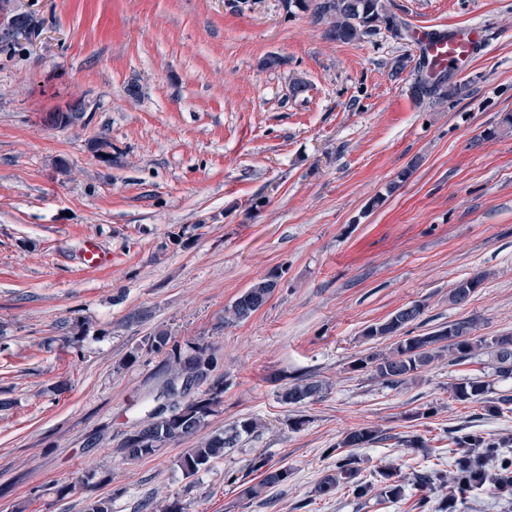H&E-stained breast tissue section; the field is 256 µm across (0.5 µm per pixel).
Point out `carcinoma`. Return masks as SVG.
<instances>
[{
    "label": "carcinoma",
    "mask_w": 512,
    "mask_h": 512,
    "mask_svg": "<svg viewBox=\"0 0 512 512\" xmlns=\"http://www.w3.org/2000/svg\"><path fill=\"white\" fill-rule=\"evenodd\" d=\"M287 9L297 8L312 12L314 21L327 24L325 35L336 42L351 43L366 37L387 31L392 37L405 39L412 37L408 23L398 15L388 11L385 0H285ZM35 24L31 14L19 21L16 33L9 39H0V49H13L28 40L24 29ZM424 62H419L416 78L410 86L411 95L419 100H444L461 93L464 85L452 80L449 70L436 75L424 72ZM484 281V275L476 274L469 279L459 281L449 294V301L460 305L469 300ZM278 285V276L270 274L255 282L239 295L231 305L224 309V321L242 322L249 319L268 300ZM423 313L419 304L402 307L386 321L366 328L364 336L368 339L395 336L407 325L417 320ZM454 336L448 331H438L409 336L396 342L389 355L383 358L366 356L358 360V367L371 369L374 376L390 386H399L424 368L443 350L454 362H465L478 353L490 356L493 375L501 379L512 378V334L501 336H474L472 326L467 321L453 323ZM150 348L165 353L166 367L171 372L170 381L174 382L193 370L205 375L213 357L205 350L197 348L191 354H183L164 333L150 338ZM322 384L316 380L298 378L286 386L280 393L282 402L289 405L302 404L319 395ZM491 392V382L483 378H471L454 386V396L460 401L486 404L487 412L499 414L503 406L512 404L511 395H502L494 401H487L486 394ZM223 389L211 386L199 397L181 405L178 401L170 404V410H152L150 421L141 429L128 435L124 449L131 459H140L153 455L170 443L180 442L199 433L205 427L207 416L213 406L221 400ZM256 428V422L243 420L232 428L215 433L205 439L196 448H191L180 460V467L191 476L212 460L224 456V451L236 445L243 433ZM383 440L380 431L362 427L348 431L338 443L340 448H359ZM450 445L458 449L451 457L453 474L442 470L421 468L415 471L416 480L426 486L435 481L444 484L451 482L457 492L491 488L499 493L512 490V438H487L475 432L454 430L448 435ZM257 468L263 470V479L256 486L246 488L251 498L257 497L267 488L288 481L287 468L271 469L260 463ZM360 469L357 460L345 455L336 462V470L325 475L316 487V493L328 495L341 484H350L353 491L365 495L369 486L358 480Z\"/></svg>",
    "instance_id": "obj_1"
}]
</instances>
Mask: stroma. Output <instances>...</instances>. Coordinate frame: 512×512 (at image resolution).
I'll return each mask as SVG.
<instances>
[{"label": "stroma", "instance_id": "obj_1", "mask_svg": "<svg viewBox=\"0 0 512 512\" xmlns=\"http://www.w3.org/2000/svg\"><path fill=\"white\" fill-rule=\"evenodd\" d=\"M13 3L43 35L0 52V512L101 498L112 512H413L430 493L414 472L447 469L449 430L512 434L511 412L453 395L491 375L486 355L440 356L398 387L356 367L392 350L395 337L363 332L404 306L423 308L407 336L456 320L512 333V0H388L416 30L481 28L456 72L465 91L442 102L411 96L413 69L391 74L416 40L339 43L284 0ZM77 101L83 119L46 125ZM89 237L110 266L81 264ZM272 272L269 300L225 322ZM478 272L469 301L450 304ZM160 331L215 357L185 394L223 387L206 433L257 423L191 477L179 460L195 439L135 461L122 448L166 383L147 344ZM297 378L321 381V397L283 403ZM361 427L385 436L352 451L369 494L318 495ZM416 437L426 449L407 447ZM262 460L291 476L245 497ZM485 276L483 274H475L469 279L459 281L449 294V301L455 305L466 303L475 293L476 289L482 284ZM277 285L278 276L275 274L252 284L224 309L225 322H242L249 319L266 303Z\"/></svg>", "mask_w": 512, "mask_h": 512}]
</instances>
